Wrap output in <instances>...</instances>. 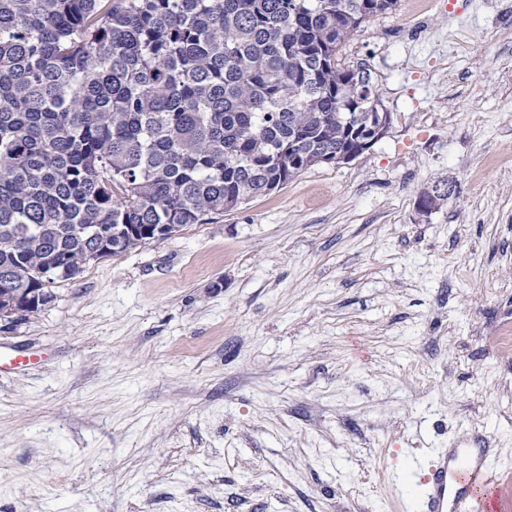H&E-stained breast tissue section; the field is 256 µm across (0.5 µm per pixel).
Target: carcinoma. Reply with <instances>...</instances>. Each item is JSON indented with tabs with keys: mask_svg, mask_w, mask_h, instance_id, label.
Instances as JSON below:
<instances>
[{
	"mask_svg": "<svg viewBox=\"0 0 512 512\" xmlns=\"http://www.w3.org/2000/svg\"><path fill=\"white\" fill-rule=\"evenodd\" d=\"M397 2L0 0V310L30 288L50 303L146 229L361 156L356 127L384 109L370 71L338 56Z\"/></svg>",
	"mask_w": 512,
	"mask_h": 512,
	"instance_id": "carcinoma-1",
	"label": "carcinoma"
}]
</instances>
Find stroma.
Wrapping results in <instances>:
<instances>
[{"label": "stroma", "mask_w": 512, "mask_h": 512, "mask_svg": "<svg viewBox=\"0 0 512 512\" xmlns=\"http://www.w3.org/2000/svg\"><path fill=\"white\" fill-rule=\"evenodd\" d=\"M410 2L340 53L392 117L362 156L0 328V512H407L466 430L512 477V0Z\"/></svg>", "instance_id": "35a3bbf8"}]
</instances>
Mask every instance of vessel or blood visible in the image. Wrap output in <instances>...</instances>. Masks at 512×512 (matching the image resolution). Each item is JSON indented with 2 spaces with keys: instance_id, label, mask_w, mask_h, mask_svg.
<instances>
[{
  "instance_id": "b4317fda",
  "label": "vessel or blood",
  "mask_w": 512,
  "mask_h": 512,
  "mask_svg": "<svg viewBox=\"0 0 512 512\" xmlns=\"http://www.w3.org/2000/svg\"><path fill=\"white\" fill-rule=\"evenodd\" d=\"M493 451L492 439L475 431L417 463L415 512H512V495L490 464Z\"/></svg>"
}]
</instances>
